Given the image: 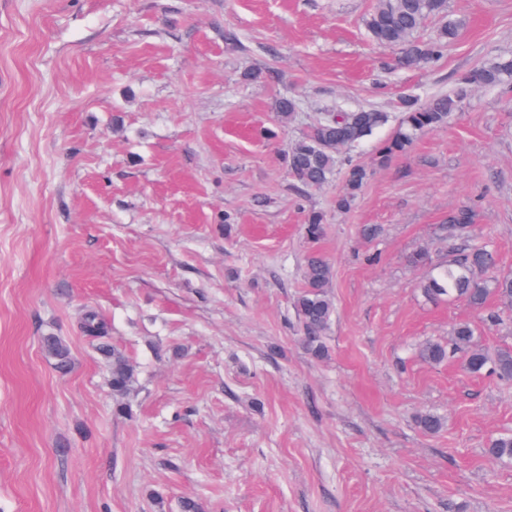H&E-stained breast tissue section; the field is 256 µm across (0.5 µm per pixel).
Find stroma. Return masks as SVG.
I'll use <instances>...</instances> for the list:
<instances>
[{"label": "stroma", "mask_w": 512, "mask_h": 512, "mask_svg": "<svg viewBox=\"0 0 512 512\" xmlns=\"http://www.w3.org/2000/svg\"><path fill=\"white\" fill-rule=\"evenodd\" d=\"M372 5L0 0V512H512V463L485 453L512 433V383L418 355L460 320L491 350L512 330L426 300L409 262L447 261L469 207L512 272V92L476 90L347 212L341 177L300 193L285 160L320 112L372 107L387 123L347 151L371 164L400 95L512 56V0H448L459 37L411 71L367 37ZM283 94L302 104L288 128ZM313 251L333 271L323 360L294 309ZM88 313L134 367L123 397ZM43 345L46 353L55 361L56 368L68 369L70 364L69 348L56 336H45Z\"/></svg>", "instance_id": "1"}]
</instances>
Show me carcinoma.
<instances>
[{"mask_svg": "<svg viewBox=\"0 0 512 512\" xmlns=\"http://www.w3.org/2000/svg\"><path fill=\"white\" fill-rule=\"evenodd\" d=\"M431 17L444 19L437 32L425 39L416 38L422 24ZM463 20L448 11V0H374L365 20L369 38L381 45L398 48L394 66L412 70L422 68L444 53L457 36ZM512 84V59L479 65L457 81L449 94L431 98L424 104L412 95L398 101L400 119L392 135L376 149L374 164L384 165L389 160L408 152L418 135L448 124L460 104L469 98L475 88H492ZM299 102L293 96H281L274 103V111L283 124L296 118ZM387 115L372 108L326 112L291 145L287 163L298 189L319 188L330 182L339 167H344V184L336 196V209L347 211L354 205L371 169L352 160L342 161L340 152L360 144L373 131L384 125ZM477 214L471 208H461L448 215L450 236L460 241L455 255L445 265H435L427 251L412 255L416 265L431 267L429 276L420 282L422 295L431 301L464 300L477 309H485L493 299L512 305V275H490L496 266L495 253L485 243L471 241ZM323 215L311 212L304 225L308 238L317 240L322 234ZM332 268L318 252L310 253L305 263V284L294 300L302 343L318 359L328 356L324 337L335 314V303L327 291L332 281ZM84 331L95 338L104 337L105 324L94 314L83 321ZM46 353L55 361L56 368L68 369L69 348L56 336L43 340ZM102 354L112 358V393L121 396L134 381V368L123 355L107 345L100 346ZM420 357L432 364L452 359L462 360L471 374L489 373L503 382H512V348L486 349L477 343L475 330L468 322L457 323L445 343L428 341L419 351ZM417 426L428 434H437L444 428V420L435 414L416 417ZM487 454L499 461H512V434H500L488 442Z\"/></svg>", "mask_w": 512, "mask_h": 512, "instance_id": "cac0c4a2", "label": "carcinoma"}]
</instances>
